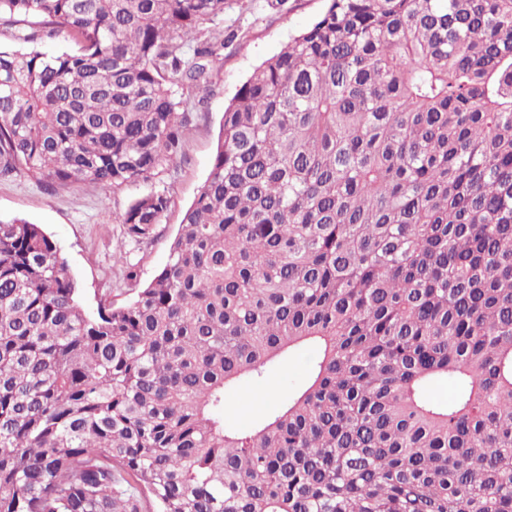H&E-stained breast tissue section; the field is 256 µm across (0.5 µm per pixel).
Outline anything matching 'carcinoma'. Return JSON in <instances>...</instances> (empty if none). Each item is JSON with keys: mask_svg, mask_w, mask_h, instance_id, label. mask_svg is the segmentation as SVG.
I'll return each mask as SVG.
<instances>
[{"mask_svg": "<svg viewBox=\"0 0 512 512\" xmlns=\"http://www.w3.org/2000/svg\"><path fill=\"white\" fill-rule=\"evenodd\" d=\"M223 22L0 0V180L143 184L118 223L148 238ZM126 279L87 310L56 241L0 220V512H512V0H325L225 107L167 262ZM305 347L287 400L225 425Z\"/></svg>", "mask_w": 512, "mask_h": 512, "instance_id": "obj_1", "label": "carcinoma"}]
</instances>
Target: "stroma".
Segmentation results:
<instances>
[{
	"label": "stroma",
	"mask_w": 512,
	"mask_h": 512,
	"mask_svg": "<svg viewBox=\"0 0 512 512\" xmlns=\"http://www.w3.org/2000/svg\"><path fill=\"white\" fill-rule=\"evenodd\" d=\"M324 6L325 0H225L224 66L215 72L214 92L186 135L182 161L171 181V206L148 240H125L117 222L142 193L139 184L119 190L72 184L47 192L25 181H0V218L41 225L60 245L71 275L83 289L86 309H96L103 300L117 307L126 304L127 269L135 268L145 283L165 264L177 226L210 171L225 106L253 69L310 26ZM313 359V350H302L270 384L230 391L227 421L249 427L275 400L286 398L307 379Z\"/></svg>",
	"instance_id": "1"
}]
</instances>
